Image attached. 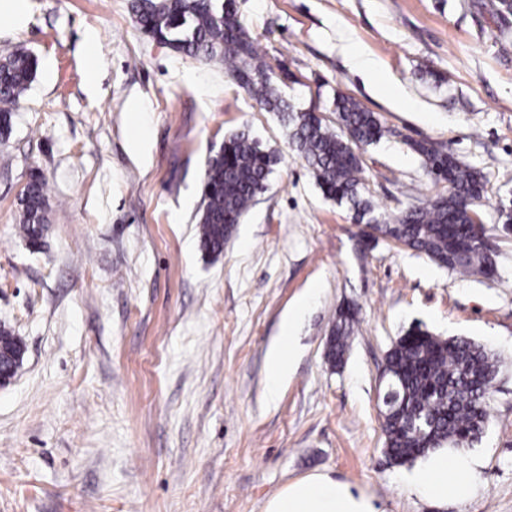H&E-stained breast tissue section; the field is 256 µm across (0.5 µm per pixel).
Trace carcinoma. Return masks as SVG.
<instances>
[{
	"instance_id": "carcinoma-1",
	"label": "carcinoma",
	"mask_w": 512,
	"mask_h": 512,
	"mask_svg": "<svg viewBox=\"0 0 512 512\" xmlns=\"http://www.w3.org/2000/svg\"><path fill=\"white\" fill-rule=\"evenodd\" d=\"M144 32L164 39L173 51L221 63L262 108L278 114L291 149L313 171L323 193L354 210L357 222L427 255L461 274L491 278L495 260L487 241L475 232L474 214L485 192L484 175L460 162L444 146L427 140L409 143L448 194L412 206L392 217L374 215L362 194L363 168L355 149L385 136L375 113L355 99L336 97L341 132L313 112L297 111L286 100L254 41L241 23L235 0H134L131 5ZM36 58L19 48L0 59V136L11 131L12 107L27 91ZM276 163L251 134L242 130L224 140L209 158L203 210L199 218L202 250L224 252L235 226L268 184ZM46 182L32 176L21 198L20 231L37 245L45 231ZM355 314L340 310L330 330L327 358L338 366L348 351ZM23 341L0 328V354L22 350ZM502 359L484 345L464 338L443 339L419 326L400 337L389 351L385 376L399 390L384 415L385 453L395 464L413 461L441 447L465 448L478 442L488 420V401L501 375Z\"/></svg>"
}]
</instances>
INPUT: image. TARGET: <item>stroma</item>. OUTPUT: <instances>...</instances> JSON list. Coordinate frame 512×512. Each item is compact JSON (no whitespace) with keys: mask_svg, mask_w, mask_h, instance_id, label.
Masks as SVG:
<instances>
[{"mask_svg":"<svg viewBox=\"0 0 512 512\" xmlns=\"http://www.w3.org/2000/svg\"><path fill=\"white\" fill-rule=\"evenodd\" d=\"M499 2L236 0L296 108L332 126L342 94L388 128L360 151L376 213L448 191L409 141L443 143L483 173L490 279L356 223L276 113L223 65L148 37L131 0H28L20 22L0 13V58L23 47L38 63L0 138V326L25 348L0 385V512H263L317 472L366 489L386 512H512V232L498 219L512 205V12ZM358 53L375 72L356 68ZM243 129L277 161L214 257L197 224L206 164ZM37 174L48 227L34 248L19 222ZM347 303L358 322L334 368L326 343ZM291 316L296 348L273 394L268 353ZM415 325L504 362L471 448L483 487L463 503L420 500L405 482L415 463L383 452L380 373Z\"/></svg>","mask_w":512,"mask_h":512,"instance_id":"obj_1","label":"stroma"}]
</instances>
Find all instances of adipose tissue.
<instances>
[{"label": "adipose tissue", "mask_w": 512, "mask_h": 512, "mask_svg": "<svg viewBox=\"0 0 512 512\" xmlns=\"http://www.w3.org/2000/svg\"><path fill=\"white\" fill-rule=\"evenodd\" d=\"M476 454L437 448L419 460L410 476L415 495L433 505L462 503L481 490ZM264 512H385L378 500L359 486L327 473L313 474L284 486L265 504Z\"/></svg>", "instance_id": "obj_1"}]
</instances>
